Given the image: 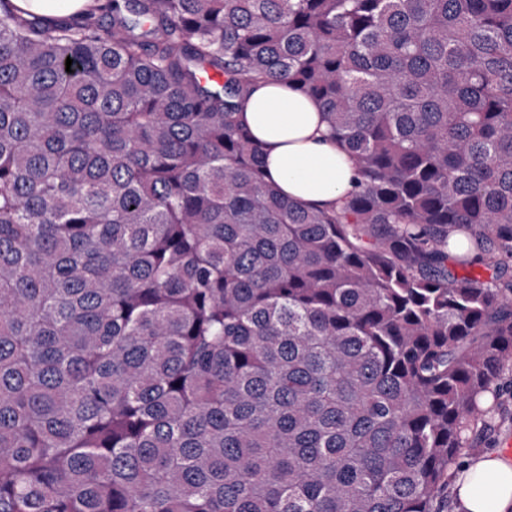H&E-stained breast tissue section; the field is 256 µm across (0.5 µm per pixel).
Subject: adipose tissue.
I'll return each mask as SVG.
<instances>
[{
  "mask_svg": "<svg viewBox=\"0 0 512 512\" xmlns=\"http://www.w3.org/2000/svg\"><path fill=\"white\" fill-rule=\"evenodd\" d=\"M243 119L264 147L267 180L278 194L316 209L339 208L359 182L346 149L327 134L318 104L293 88L259 84ZM455 512H512V465L496 452L465 461L453 474Z\"/></svg>",
  "mask_w": 512,
  "mask_h": 512,
  "instance_id": "adipose-tissue-1",
  "label": "adipose tissue"
}]
</instances>
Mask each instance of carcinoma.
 Wrapping results in <instances>:
<instances>
[{
	"mask_svg": "<svg viewBox=\"0 0 512 512\" xmlns=\"http://www.w3.org/2000/svg\"><path fill=\"white\" fill-rule=\"evenodd\" d=\"M509 368L512 0H0V512H433ZM12 2L24 11L54 16L83 11L93 0H13ZM264 147L267 181L278 194L305 207L337 209L359 182L346 149L327 135L318 104L291 87L261 83L243 112Z\"/></svg>",
	"mask_w": 512,
	"mask_h": 512,
	"instance_id": "carcinoma-1",
	"label": "carcinoma"
}]
</instances>
